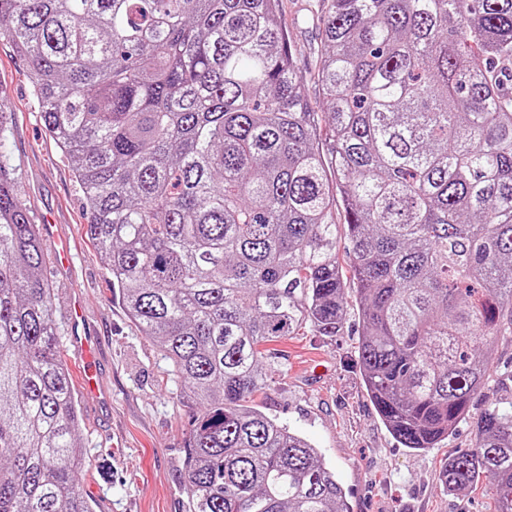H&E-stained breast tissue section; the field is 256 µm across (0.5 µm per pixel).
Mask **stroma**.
<instances>
[{
    "mask_svg": "<svg viewBox=\"0 0 512 512\" xmlns=\"http://www.w3.org/2000/svg\"><path fill=\"white\" fill-rule=\"evenodd\" d=\"M310 0H283V23L313 108L323 25ZM29 62L0 37V101L12 124L0 153L13 169L36 224L55 227L68 243L71 264H46L53 288V317L63 338L73 328L71 310L81 305L84 323L98 340V364L107 391L78 393L88 465L83 495L94 512H185L183 435L197 412L182 399L169 364L155 343L130 322L112 293L105 257L85 236L89 214L72 169L40 120L27 78ZM359 315L349 308L342 336H295L278 344L286 370L274 374L255 403L266 415L306 437L335 470L350 512H491L492 501L476 488L453 496L441 484L449 454L471 448L473 418L497 397L490 389L472 402V417L457 425L439 447L413 452L401 447L370 401L357 361Z\"/></svg>",
    "mask_w": 512,
    "mask_h": 512,
    "instance_id": "stroma-1",
    "label": "stroma"
}]
</instances>
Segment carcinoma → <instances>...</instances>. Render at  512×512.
Here are the masks:
<instances>
[{"label": "carcinoma", "mask_w": 512, "mask_h": 512, "mask_svg": "<svg viewBox=\"0 0 512 512\" xmlns=\"http://www.w3.org/2000/svg\"><path fill=\"white\" fill-rule=\"evenodd\" d=\"M319 2L314 112L282 0H0L112 289L201 407L185 512H348L254 404L272 346L343 333L348 285L368 395L410 450L469 417L512 336V0ZM46 262L0 154V512H92ZM442 476L512 512V400Z\"/></svg>", "instance_id": "cac0c4a2"}]
</instances>
